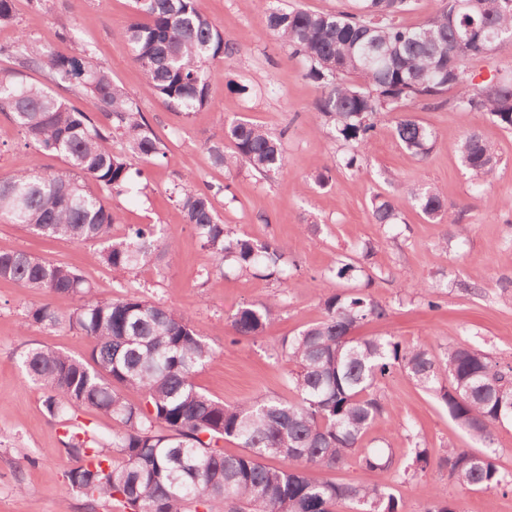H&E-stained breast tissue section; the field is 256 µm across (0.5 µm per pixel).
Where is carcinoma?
<instances>
[{
    "instance_id": "cac0c4a2",
    "label": "carcinoma",
    "mask_w": 512,
    "mask_h": 512,
    "mask_svg": "<svg viewBox=\"0 0 512 512\" xmlns=\"http://www.w3.org/2000/svg\"><path fill=\"white\" fill-rule=\"evenodd\" d=\"M133 20L123 32L133 60L145 75V93L191 113L210 105L211 65L236 52L221 26L199 0H134ZM372 9L316 13L269 8L265 21L278 40L304 63L317 84V119L346 142L370 145L375 117L402 104L436 99L455 91L465 115L491 116L512 129V79L481 83L465 67L495 46L512 42V5L497 0H438L422 25L397 21L407 0H367ZM15 68L0 73V112L7 113L28 142L61 158L49 174L19 162L0 178V223L38 236L94 244L93 259L121 274L172 255L163 225H130L114 233L119 216L111 199L133 191L141 172L133 161L162 155L138 103L112 80L111 72L83 51L67 55L26 35L0 46ZM39 70L53 87L75 88L103 112L108 124L70 106L53 90L24 80ZM396 135L409 152L424 156L433 134L411 116L396 121ZM124 143L112 150V138ZM233 152H224V141ZM215 165L241 164L263 177L285 166L282 136L248 120L224 123V139L207 147ZM462 163L479 186L495 173L492 144L469 131L457 144ZM224 189L200 186L188 174L171 196L206 251L203 275L249 272L284 284L296 264L288 245L257 241L234 232L218 215ZM408 200L431 220L447 207L433 189L407 191ZM378 224H392L399 208L390 198L372 200ZM0 280L45 296H69L67 313L50 303L31 307L25 325L50 334L68 328L88 338V355L76 358L46 346L21 356L28 377L45 391L47 414L64 425L62 445L79 465L66 482L90 506L117 512H398L388 485L317 481L312 467L336 469L356 459L364 470L388 472L390 454L362 446L390 398L383 382L400 370L416 385L437 390L457 426L483 450L448 447L440 465L464 490L512 489V471L498 462L495 428L512 423V366L464 345H450L437 358L422 346L404 348L388 336L355 338L351 331L386 309L361 290L322 295L323 318L281 341L294 365L296 399L266 397L228 405L195 384L193 377L213 355L208 343L173 309L135 293L101 301L90 283L70 266L25 251L0 250ZM269 298L242 306L231 317L235 335L257 338L279 315ZM141 394L130 402L125 391ZM89 409L117 422L103 442L77 421ZM244 449L224 454V442ZM267 458H278L272 467Z\"/></svg>"
}]
</instances>
